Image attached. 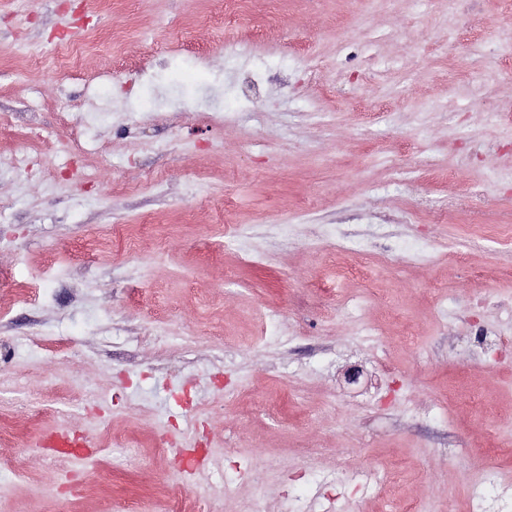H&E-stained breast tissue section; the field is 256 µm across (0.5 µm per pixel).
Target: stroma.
<instances>
[{"label":"stroma","mask_w":512,"mask_h":512,"mask_svg":"<svg viewBox=\"0 0 512 512\" xmlns=\"http://www.w3.org/2000/svg\"><path fill=\"white\" fill-rule=\"evenodd\" d=\"M214 8L0 0V512H315L333 478L329 512H471L512 482V357L472 337L512 349V8ZM60 430L92 454L53 466Z\"/></svg>","instance_id":"stroma-1"}]
</instances>
